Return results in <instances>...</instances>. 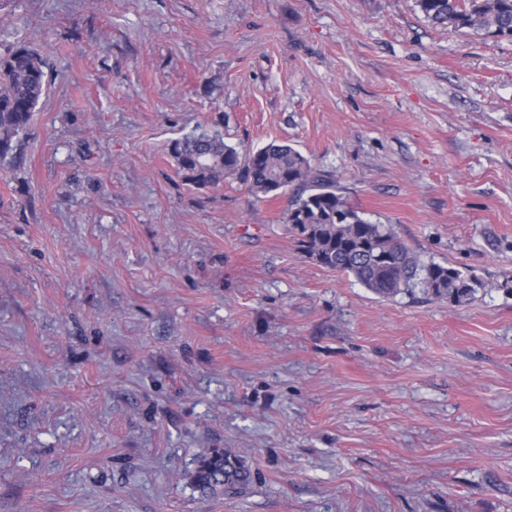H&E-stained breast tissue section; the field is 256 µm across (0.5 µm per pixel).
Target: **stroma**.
Masks as SVG:
<instances>
[{
  "mask_svg": "<svg viewBox=\"0 0 512 512\" xmlns=\"http://www.w3.org/2000/svg\"><path fill=\"white\" fill-rule=\"evenodd\" d=\"M49 89L0 162V512H512V41L417 0H0ZM285 142L482 282L379 299L289 197L169 147ZM254 480L208 494L199 456ZM252 477L248 467L224 452L201 457L192 473L193 482L202 493L224 489V495L240 494L248 488Z\"/></svg>",
  "mask_w": 512,
  "mask_h": 512,
  "instance_id": "obj_1",
  "label": "stroma"
}]
</instances>
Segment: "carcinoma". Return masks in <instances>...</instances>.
I'll return each mask as SVG.
<instances>
[{
    "mask_svg": "<svg viewBox=\"0 0 512 512\" xmlns=\"http://www.w3.org/2000/svg\"><path fill=\"white\" fill-rule=\"evenodd\" d=\"M418 6L435 26L512 40V0H418ZM47 89V63L34 47L17 43L0 53V159L16 150ZM170 155L181 181L198 189L236 176L255 195L292 191L287 223L304 253L382 298L421 294L460 304L481 287L453 266L421 260L390 225L363 219L331 177L289 144L272 141L243 155L220 131L203 129L174 140ZM192 478L203 493L236 495L248 488L252 471L216 452L195 463Z\"/></svg>",
    "mask_w": 512,
    "mask_h": 512,
    "instance_id": "1",
    "label": "carcinoma"
}]
</instances>
